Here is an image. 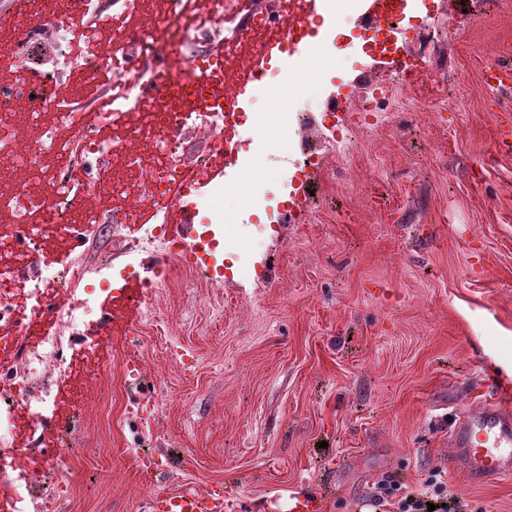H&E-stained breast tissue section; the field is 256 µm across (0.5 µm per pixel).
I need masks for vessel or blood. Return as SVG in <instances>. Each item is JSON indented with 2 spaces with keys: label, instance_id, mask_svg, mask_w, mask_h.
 I'll use <instances>...</instances> for the list:
<instances>
[{
  "label": "vessel or blood",
  "instance_id": "1",
  "mask_svg": "<svg viewBox=\"0 0 512 512\" xmlns=\"http://www.w3.org/2000/svg\"><path fill=\"white\" fill-rule=\"evenodd\" d=\"M311 43L294 30L280 29L272 33L265 53L266 60H282L285 53H297L310 48ZM262 67L254 65L236 81L232 98L224 96V68L216 66L210 85L193 106L215 105L228 111H242L253 84L260 79ZM488 89L512 87V66L494 63L484 74ZM197 215L192 204L176 202L171 205L167 217V231L175 240L182 242V261L190 266L211 269V257L216 246L201 237H189L187 229ZM456 450L454 463L461 466L475 480L499 479L512 475V415L497 406L485 407L480 413L458 420L452 433ZM147 512H227L228 501L223 485L211 486L206 493L186 489L164 490L153 494L146 506ZM263 512H322V500L318 494L302 486L271 490L262 503Z\"/></svg>",
  "mask_w": 512,
  "mask_h": 512
}]
</instances>
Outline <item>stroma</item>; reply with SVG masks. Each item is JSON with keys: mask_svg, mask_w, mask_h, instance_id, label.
<instances>
[{"mask_svg": "<svg viewBox=\"0 0 512 512\" xmlns=\"http://www.w3.org/2000/svg\"><path fill=\"white\" fill-rule=\"evenodd\" d=\"M416 2L398 37L404 53L429 50L426 16L465 12L474 24L443 35L444 80L408 96L464 93L465 109L395 113L364 135L353 164H329L310 198L313 223L270 224L286 194L256 172L295 144L268 90L313 107L331 86L376 78L359 11L326 12L337 49L253 89L247 111L268 118L228 170L232 206L217 199L198 213L235 243L220 287L179 273L146 304L102 295L103 340L77 345L43 430L44 452L70 450L68 512H145L157 488L217 482L229 512H259L274 483L315 490L322 512H393L374 500L382 479L420 492L436 470L470 512H512V477L471 479L450 442L459 417L489 403L512 411V152L495 148L512 90L481 88L487 62L512 60V9ZM42 250L112 264V287L134 293L157 270L146 251L129 279L108 226L96 244L74 231Z\"/></svg>", "mask_w": 512, "mask_h": 512, "instance_id": "1", "label": "stroma"}]
</instances>
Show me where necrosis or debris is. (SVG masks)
Wrapping results in <instances>:
<instances>
[{
	"label": "necrosis or debris",
	"mask_w": 512,
	"mask_h": 512,
	"mask_svg": "<svg viewBox=\"0 0 512 512\" xmlns=\"http://www.w3.org/2000/svg\"><path fill=\"white\" fill-rule=\"evenodd\" d=\"M96 0H77L76 12L86 17L83 38H75L64 15L56 14L54 0H41L30 22L33 35L49 40L57 51L50 63L54 73H80L98 81L102 73L113 77L112 95L97 111H79L68 91L54 87L48 94L31 95L27 76L0 91V159L12 165H35L52 187L47 196L17 189L0 195V364L8 368V382L0 386V512H63L71 496L60 480L45 491L38 474L65 472L70 457L43 456L39 425L53 421L59 409L60 386L70 374L68 352L74 342L98 344L94 315L101 307L96 291L86 288L89 277L108 278L107 265L90 266L74 261L60 267L42 264L26 287H16L15 272L23 256L16 252L6 232L13 224L30 227L32 243H39L49 227L66 234L71 213L81 212L86 240L99 237L103 224L90 205L92 197L106 195L123 205L119 222L125 264L136 267L141 252L156 248L164 261L153 277L141 283L134 300L152 298L158 288L180 271L183 246L165 231V208L181 199L199 206L224 194L223 186L212 193L201 190L200 173L210 154L221 152L238 160L242 142H229L224 127L242 123L239 112L213 107L182 110L177 103H157L148 98L153 86L166 83L180 93L202 87L214 59L209 51L188 52L190 43L210 40L225 32L224 59H236L243 44L261 49L268 30L298 22L299 0H169L158 27L142 28L138 19L144 0H124V27L112 33L107 55L98 51ZM432 65L419 69L402 65L386 69L377 88L352 89L338 98L337 108H326L315 118L305 107L288 109V128L301 145L299 152L283 161L277 172L290 198L307 199L330 160H350L362 150L361 129L383 125L389 113L421 112L424 104L403 100L402 94L415 77H430ZM32 97L35 107L29 122L53 115L59 128L48 143L28 137L15 121V101ZM202 134L204 153L189 160L185 136ZM318 149H307L308 140ZM109 155L121 171L103 170L97 184L81 180L73 172L77 157ZM61 290L50 327L40 321L51 290Z\"/></svg>",
	"instance_id": "4bbe7bcc"
}]
</instances>
